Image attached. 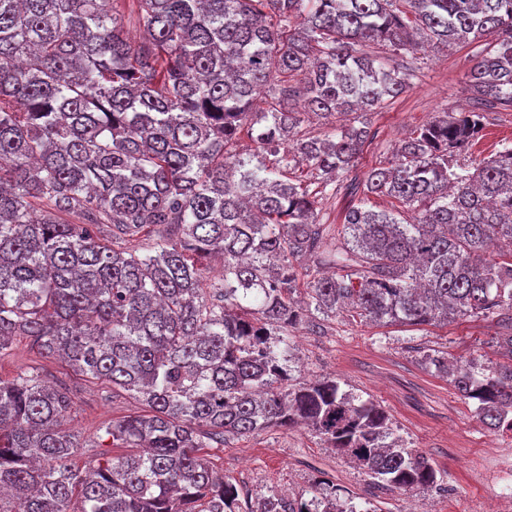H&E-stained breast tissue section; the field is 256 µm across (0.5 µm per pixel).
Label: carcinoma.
<instances>
[{
  "instance_id": "obj_1",
  "label": "carcinoma",
  "mask_w": 512,
  "mask_h": 512,
  "mask_svg": "<svg viewBox=\"0 0 512 512\" xmlns=\"http://www.w3.org/2000/svg\"><path fill=\"white\" fill-rule=\"evenodd\" d=\"M137 2L149 38L133 47L106 0H0V358L22 336L144 406L105 426L129 452L84 472L68 392L38 372L0 380V512H357L272 490L253 503L208 458L302 423L383 488L439 486L379 405L334 378L294 382L288 329L312 308L495 322L502 359L429 362L511 433L512 145L466 160L484 115L445 112L348 176L367 113L409 86L392 55L421 42L490 39L470 86L512 108V0ZM295 72L308 111L346 122L302 131L272 84ZM244 128L254 153L237 151ZM333 183L349 203L323 224ZM160 229L176 240L142 253ZM214 255L224 278L208 281Z\"/></svg>"
}]
</instances>
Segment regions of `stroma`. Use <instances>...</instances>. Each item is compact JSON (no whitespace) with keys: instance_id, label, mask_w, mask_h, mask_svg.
Wrapping results in <instances>:
<instances>
[{"instance_id":"stroma-1","label":"stroma","mask_w":512,"mask_h":512,"mask_svg":"<svg viewBox=\"0 0 512 512\" xmlns=\"http://www.w3.org/2000/svg\"><path fill=\"white\" fill-rule=\"evenodd\" d=\"M484 47L481 41L448 49L431 45L398 56L397 66L414 69L415 75L404 93L371 114L374 139L363 148L358 172L386 165L399 139L437 113L473 109L468 74ZM505 142L512 144V111L496 109L487 113L471 154L489 156ZM312 318L322 322L323 330L296 331L295 377L311 381L330 376L339 380L342 390L373 400L386 411L403 442L431 459L443 477V487L415 491L409 498L416 512H485L492 501L499 512H512V498L499 496L501 482L494 465L496 456L512 455V438L489 429L480 421L475 402L460 398L448 377L421 361L426 353L494 358L493 349L485 344L492 332L488 322L464 318L445 325L372 326L318 311ZM32 367L72 395L67 425L84 445L75 459L77 467L95 460L100 422L140 409L126 393L84 381L60 361L41 358L21 337L11 356L0 360V378L12 379ZM209 454L216 470L249 496L268 490L334 496L351 501L358 512H365L370 504L379 512H401L407 498L377 489L359 469L303 428L267 429L230 438Z\"/></svg>"}]
</instances>
